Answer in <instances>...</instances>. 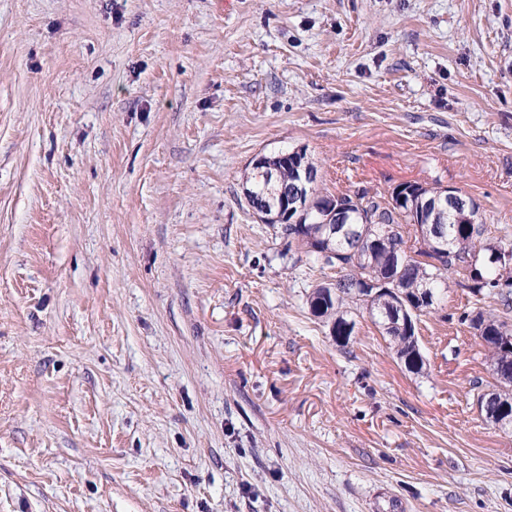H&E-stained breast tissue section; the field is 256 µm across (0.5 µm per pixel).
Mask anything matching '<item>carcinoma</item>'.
<instances>
[{
  "label": "carcinoma",
  "mask_w": 512,
  "mask_h": 512,
  "mask_svg": "<svg viewBox=\"0 0 512 512\" xmlns=\"http://www.w3.org/2000/svg\"><path fill=\"white\" fill-rule=\"evenodd\" d=\"M268 160L273 174L252 169L244 195L248 205L263 203L272 210L277 190H293L299 171L275 154ZM437 197H448V189L417 182L397 185L387 197L365 190L333 195L316 186L305 189L299 197L303 223L275 225L286 239L281 257L297 248L308 270H336L335 287L316 282L307 302L313 315L330 324L337 346L348 347L355 328L351 314L362 309L389 338L397 359L417 373L424 366L417 321L435 309L439 292L453 280L467 295V305L448 319H457L480 339L496 379L491 422L512 424V283L500 284L496 257L507 243H488L492 229L478 209L456 214L446 205L434 206ZM332 206L345 211V223L334 234L321 227ZM410 233L414 242L408 246L404 235ZM428 291L432 298L427 302ZM489 299L502 307L503 315L485 308Z\"/></svg>",
  "instance_id": "cac0c4a2"
}]
</instances>
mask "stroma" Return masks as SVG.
I'll return each instance as SVG.
<instances>
[{"mask_svg": "<svg viewBox=\"0 0 512 512\" xmlns=\"http://www.w3.org/2000/svg\"><path fill=\"white\" fill-rule=\"evenodd\" d=\"M294 148L512 237V0H0V512H512L465 294L340 350L243 194Z\"/></svg>", "mask_w": 512, "mask_h": 512, "instance_id": "obj_1", "label": "stroma"}]
</instances>
